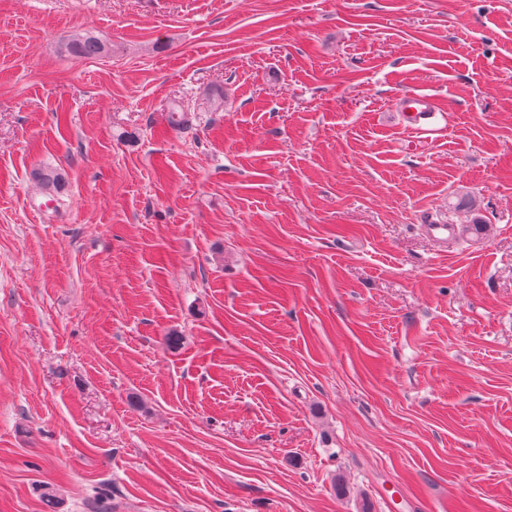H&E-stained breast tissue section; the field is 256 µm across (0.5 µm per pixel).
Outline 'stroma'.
<instances>
[{
  "mask_svg": "<svg viewBox=\"0 0 512 512\" xmlns=\"http://www.w3.org/2000/svg\"><path fill=\"white\" fill-rule=\"evenodd\" d=\"M0 512H512V0H0ZM67 48L74 56L82 58L100 57L110 52L109 45L92 33H83L74 37ZM399 111L404 112V116L412 125H417L421 118L427 119L433 115L430 101L417 97L403 100Z\"/></svg>",
  "mask_w": 512,
  "mask_h": 512,
  "instance_id": "stroma-1",
  "label": "stroma"
}]
</instances>
